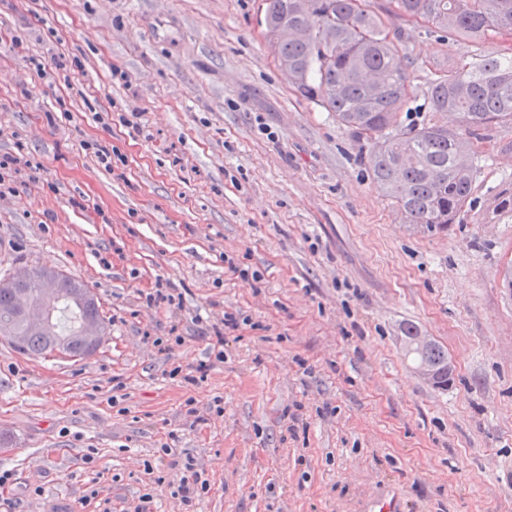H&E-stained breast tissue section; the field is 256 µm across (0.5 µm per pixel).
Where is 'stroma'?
<instances>
[{
	"label": "stroma",
	"mask_w": 512,
	"mask_h": 512,
	"mask_svg": "<svg viewBox=\"0 0 512 512\" xmlns=\"http://www.w3.org/2000/svg\"><path fill=\"white\" fill-rule=\"evenodd\" d=\"M368 7L401 34L409 124L434 63L507 45ZM264 8L0 0V155L20 142L31 160L0 198V276L64 271L109 329L82 360L0 342L11 512H134L145 493L150 512H367L385 494L512 512V220L491 210L512 150L482 144L457 223L414 229L373 185L370 144L281 70ZM160 286L180 304L148 306ZM405 323L447 352L448 389L406 356ZM189 460L209 487L184 506Z\"/></svg>",
	"instance_id": "35a3bbf8"
}]
</instances>
